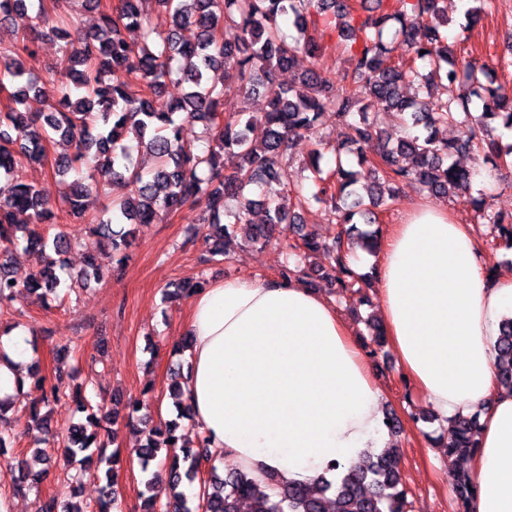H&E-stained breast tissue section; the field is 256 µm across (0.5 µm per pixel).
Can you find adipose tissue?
<instances>
[{
	"label": "adipose tissue",
	"instance_id": "1",
	"mask_svg": "<svg viewBox=\"0 0 512 512\" xmlns=\"http://www.w3.org/2000/svg\"><path fill=\"white\" fill-rule=\"evenodd\" d=\"M381 315L406 376L444 420L479 415L471 512H512V390L495 342L512 317V274L488 278L470 225L420 203L376 260ZM182 405L208 448L277 484L335 478L389 447L384 396L355 330L307 285L211 282L190 300ZM28 332L0 337V398L33 360Z\"/></svg>",
	"mask_w": 512,
	"mask_h": 512
}]
</instances>
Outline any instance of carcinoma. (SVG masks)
<instances>
[{
  "mask_svg": "<svg viewBox=\"0 0 512 512\" xmlns=\"http://www.w3.org/2000/svg\"><path fill=\"white\" fill-rule=\"evenodd\" d=\"M73 2L52 0L49 11L43 0H0L1 19L20 15L28 21L33 38L47 28L65 41L63 73L48 88L35 76L37 55L29 44L21 48L26 61L11 52H0V76L9 78L13 86L12 106L0 113V181L9 184L8 194L0 195V301L22 291L54 294L62 286L56 269L63 266L61 256L71 247V240L60 231L50 241L39 231L38 226L55 223V205L45 188L17 175L23 163L44 164L48 146L59 139L74 147V155L55 159L56 175L66 177L77 162L91 169L88 176L70 182L61 198L70 215L82 218L83 198L114 180L129 187L107 217L92 218L85 224L84 235L77 242L85 251V268L70 276L73 284L102 271L100 243L95 238L108 237L112 253L119 254L131 245V226L152 224L187 205L203 203L210 215L205 234L208 260L226 255L224 240L237 224L250 228L253 243L290 231L300 255L323 252L337 274L339 288L359 292L374 273L357 272L348 256L358 241L370 250L378 243L380 230L363 231L357 219L376 224L377 209L390 206L394 195L384 199L381 182L411 179L436 198L453 197L478 211L480 201L471 193L475 172L459 166L455 157L490 161L499 171L512 165V143L503 142L502 134L512 131V94L493 81L486 65L459 58L443 44L439 27L448 24L447 11L440 7L443 0H410L409 10L394 14L382 9L383 0H376L374 8L367 6V0H360L357 8L348 0H120L114 10L102 8L101 0H81L82 7L99 10V22L95 30L79 31L75 38L71 29L78 27V22ZM476 2L459 24L463 31L477 23L485 6L491 5V0ZM153 5L170 14L171 27L165 33L150 25ZM358 8L362 14L357 23H345L337 33L340 43L351 52L347 78L361 86L367 103L357 106L350 90L336 86V77L329 72L310 70L298 89L276 83V71L293 67L298 54L319 58L322 47L317 19L326 23L328 13L348 17ZM282 17L292 18L299 36L284 32L279 23ZM190 25L197 29L193 43L179 35ZM226 25L239 30L236 42H224ZM132 28L142 35L139 50L126 38ZM398 40L412 54L407 64L392 58V44ZM175 61L179 63L176 70ZM219 68L224 69L222 86L209 80V72ZM175 73L180 74L186 89L181 98L168 100L164 88ZM427 78L439 79L446 95L433 110L427 102L405 97L401 91L405 83L420 86ZM260 88L267 92V111L244 119L231 114L234 96ZM31 91L45 97L49 111L21 109ZM379 111L393 114L401 135L369 156L365 147L382 138L375 118ZM329 117L343 126L344 140L333 148L335 166L327 171L321 167L322 150L312 151L305 180L315 191L308 197L300 187L290 185L287 150L294 139L315 136ZM186 121L203 124L202 146L184 142L182 126ZM442 127L452 128L456 134L441 137ZM129 133L154 159L148 180L132 163L131 146L124 143ZM266 181L289 187L297 199L295 209L287 212L270 198L244 195L247 187ZM227 197L240 199L232 224L222 222ZM312 200L326 205L330 222L336 225L327 241L303 231L302 212ZM256 207L265 209L266 223L250 222ZM19 213L28 215L29 223H18ZM480 223L489 228L491 248H512V217L482 213ZM19 240L36 260V270L23 283L14 280L7 259L10 247ZM278 276L286 282L300 279L310 285L317 271L286 266ZM496 349L498 379L512 388V318L502 322ZM28 378L42 391L44 405L66 402L76 422L67 432L59 433L48 427L40 408H32L33 422L43 433L47 449L35 453L30 461H19L21 483L40 481L50 451L56 448L70 466L94 460L113 462L115 455H106V450L116 441L118 412H112V426H104L101 420L107 413L93 404L82 388L71 389L60 377L46 384L37 363ZM13 406V399H0V449L12 441L2 423ZM186 418L188 415L180 412L176 419L151 427L137 450L141 471L150 474L141 493V512H241L244 502L249 512H329L331 504L336 512H410L398 448L367 454L362 464L335 482L290 484L269 493L237 467L229 466L219 475L204 441L194 448L178 446L179 420ZM478 432L476 415L450 421L448 436L438 437L435 444L450 459H466L478 448ZM156 460L165 468L171 489L163 506L156 504L152 494L161 478V472L152 470ZM203 473L208 479L200 482L202 494L195 504L180 486ZM477 492L470 474L460 471L452 492L455 512H470L469 504ZM39 512L83 510L53 496L42 502Z\"/></svg>",
  "mask_w": 512,
  "mask_h": 512,
  "instance_id": "1",
  "label": "carcinoma"
}]
</instances>
